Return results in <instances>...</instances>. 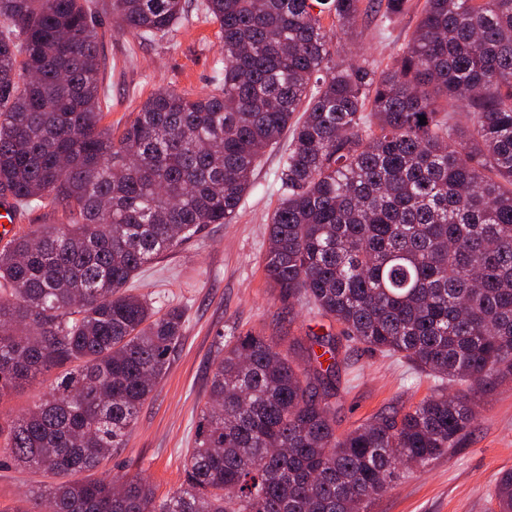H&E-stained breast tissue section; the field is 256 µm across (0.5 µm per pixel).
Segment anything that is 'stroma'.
<instances>
[{
	"label": "stroma",
	"instance_id": "obj_1",
	"mask_svg": "<svg viewBox=\"0 0 512 512\" xmlns=\"http://www.w3.org/2000/svg\"><path fill=\"white\" fill-rule=\"evenodd\" d=\"M201 0H188L177 32L155 41L123 31L112 13L99 12L100 81L107 93L103 126L120 129L152 93L208 92L224 65L217 26L202 14ZM424 0H411L404 15L367 23L359 55L379 66L407 41ZM288 139L260 158L249 191L230 224H209L171 255L147 264L132 286L155 307L182 306L186 323L169 368L140 408L125 448L98 469V476L147 479L163 498L184 479V456L192 447L200 409L208 395L220 334L254 332L279 339L338 333V324L308 308L289 307L270 288L263 270L268 222L280 195L279 174ZM438 382L397 355L353 345L336 377V429L345 433L368 418L409 407ZM512 470V381L482 393L470 427L448 453L405 473L368 512H495L498 474ZM46 475L0 461V512L23 501Z\"/></svg>",
	"mask_w": 512,
	"mask_h": 512
}]
</instances>
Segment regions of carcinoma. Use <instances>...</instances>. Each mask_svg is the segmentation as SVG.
Returning a JSON list of instances; mask_svg holds the SVG:
<instances>
[{"label": "carcinoma", "instance_id": "1", "mask_svg": "<svg viewBox=\"0 0 512 512\" xmlns=\"http://www.w3.org/2000/svg\"><path fill=\"white\" fill-rule=\"evenodd\" d=\"M123 30L170 36L186 0H109ZM409 0H203L224 68L201 96L162 90L101 126L90 0H0V197L48 199L64 221L0 246V403L57 372L0 457L64 480L14 512H367L397 472L448 452L478 394L512 378V0H425L384 68L343 65ZM467 110L463 126L445 112ZM302 112L294 118L296 112ZM426 117L420 124L419 116ZM290 134L268 224L270 287L339 335L468 390L435 389L336 434L333 335L224 337L185 483L87 473L125 447L186 322L129 283L205 224H229L265 150ZM497 512H512V471Z\"/></svg>", "mask_w": 512, "mask_h": 512}]
</instances>
